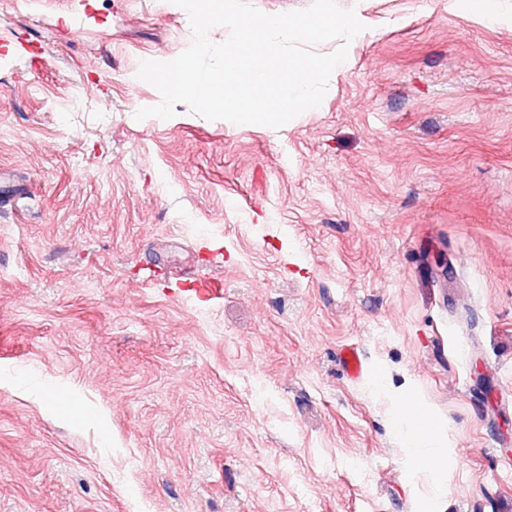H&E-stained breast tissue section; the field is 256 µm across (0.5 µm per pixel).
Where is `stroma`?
<instances>
[{"label":"stroma","instance_id":"35a3bbf8","mask_svg":"<svg viewBox=\"0 0 512 512\" xmlns=\"http://www.w3.org/2000/svg\"><path fill=\"white\" fill-rule=\"evenodd\" d=\"M337 2L274 129L136 120L172 0H0V512H512V22Z\"/></svg>","mask_w":512,"mask_h":512}]
</instances>
